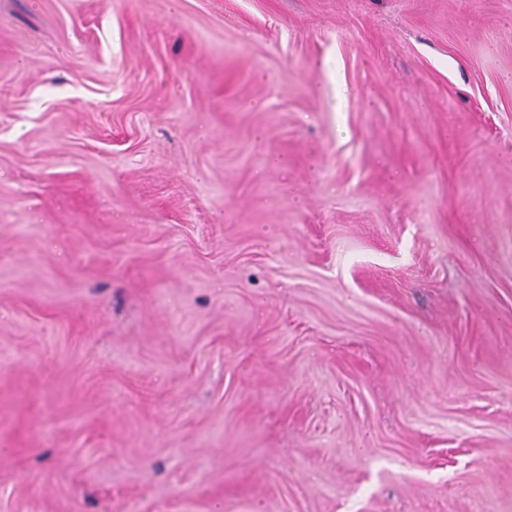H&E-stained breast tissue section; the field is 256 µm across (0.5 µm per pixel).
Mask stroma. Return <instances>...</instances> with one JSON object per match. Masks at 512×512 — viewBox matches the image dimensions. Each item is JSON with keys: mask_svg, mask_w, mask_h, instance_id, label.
I'll list each match as a JSON object with an SVG mask.
<instances>
[{"mask_svg": "<svg viewBox=\"0 0 512 512\" xmlns=\"http://www.w3.org/2000/svg\"><path fill=\"white\" fill-rule=\"evenodd\" d=\"M0 512H512V0H0Z\"/></svg>", "mask_w": 512, "mask_h": 512, "instance_id": "stroma-1", "label": "stroma"}]
</instances>
